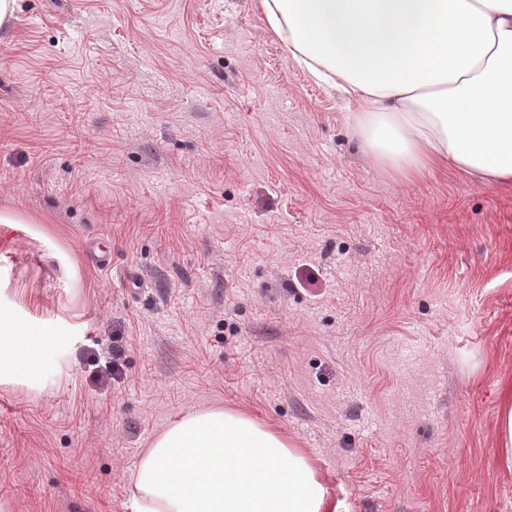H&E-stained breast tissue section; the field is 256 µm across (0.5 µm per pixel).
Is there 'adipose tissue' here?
Wrapping results in <instances>:
<instances>
[{
  "label": "adipose tissue",
  "instance_id": "1",
  "mask_svg": "<svg viewBox=\"0 0 512 512\" xmlns=\"http://www.w3.org/2000/svg\"><path fill=\"white\" fill-rule=\"evenodd\" d=\"M301 67L354 102L366 152L512 182V0H261ZM50 339L0 307V378L37 377ZM135 512H339L302 449L249 415L174 420L133 475Z\"/></svg>",
  "mask_w": 512,
  "mask_h": 512
}]
</instances>
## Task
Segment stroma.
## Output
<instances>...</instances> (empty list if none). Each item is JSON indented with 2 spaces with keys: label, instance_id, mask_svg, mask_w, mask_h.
Masks as SVG:
<instances>
[{
  "label": "stroma",
  "instance_id": "obj_1",
  "mask_svg": "<svg viewBox=\"0 0 512 512\" xmlns=\"http://www.w3.org/2000/svg\"><path fill=\"white\" fill-rule=\"evenodd\" d=\"M0 512H131L178 414L302 448L341 512H512V183L377 164L258 0H17L0 30ZM124 350L122 374L103 379ZM50 339L43 331L18 322L9 308L0 307V378H35ZM504 399L498 420L499 462L503 470L512 473V389L504 387Z\"/></svg>",
  "mask_w": 512,
  "mask_h": 512
}]
</instances>
